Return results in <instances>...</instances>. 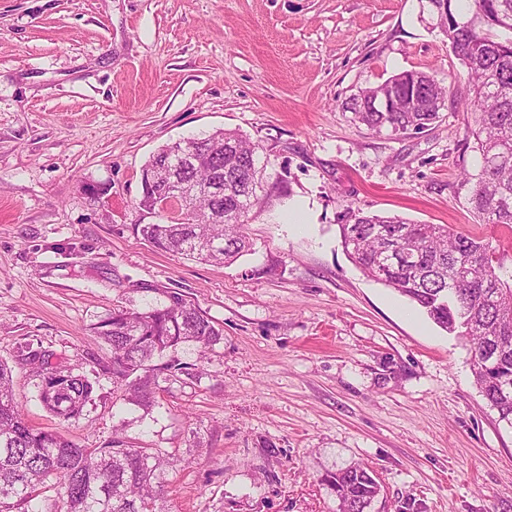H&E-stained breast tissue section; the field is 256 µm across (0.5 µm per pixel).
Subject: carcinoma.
Instances as JSON below:
<instances>
[{"instance_id": "1", "label": "carcinoma", "mask_w": 512, "mask_h": 512, "mask_svg": "<svg viewBox=\"0 0 512 512\" xmlns=\"http://www.w3.org/2000/svg\"><path fill=\"white\" fill-rule=\"evenodd\" d=\"M465 25L446 31L449 48L466 73L467 133L480 156L476 173H463L461 188L485 224L512 232V0H451ZM395 87L387 112L374 103ZM447 91L434 75L418 72V83L396 74L352 98L359 122L374 131L420 133L440 118ZM183 150L194 162L181 169L186 182H222L218 193L189 194L178 215L164 223L139 224L137 232L155 248L204 262L229 263L251 249L245 218L260 203L266 166L258 148L228 130L164 146L144 167L149 171ZM344 249L369 278L422 308L437 325L470 345L476 386L512 428V270L500 250L477 233L449 225L418 224L398 215L357 209L340 225ZM112 352L96 361L97 374L112 378L114 391L143 410L157 403L160 382L186 370L175 357L193 346L200 353L220 343L223 331L190 300L142 309L116 308L94 327ZM52 354L29 350L26 364L43 375L39 400L63 421L78 419L93 400L88 377L49 363ZM11 369L0 361V512H164L163 483L177 459L160 448H141L114 438L100 448H82L59 433L35 428L15 401ZM340 512H366L380 484L366 469L350 466L326 476ZM58 500L42 505L43 494Z\"/></svg>"}]
</instances>
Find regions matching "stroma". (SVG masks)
<instances>
[{"mask_svg":"<svg viewBox=\"0 0 512 512\" xmlns=\"http://www.w3.org/2000/svg\"><path fill=\"white\" fill-rule=\"evenodd\" d=\"M406 70L462 71L426 0H0V360L27 421L175 454L165 512H339L325 476L355 463L381 485L368 512H512V430L465 341L340 236L360 208L500 238L459 187L478 166L459 95L418 134L354 121V94ZM218 129L270 175L229 266L136 231L158 220L138 206L149 158ZM171 293L224 338L130 408L92 329ZM29 347L90 377L79 419L43 408Z\"/></svg>","mask_w":512,"mask_h":512,"instance_id":"35a3bbf8","label":"stroma"}]
</instances>
